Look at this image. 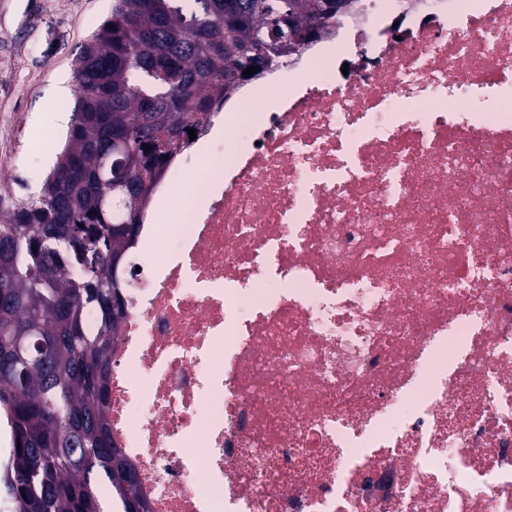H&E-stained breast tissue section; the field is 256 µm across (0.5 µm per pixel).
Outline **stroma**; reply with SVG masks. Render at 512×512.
Returning a JSON list of instances; mask_svg holds the SVG:
<instances>
[{
	"label": "stroma",
	"mask_w": 512,
	"mask_h": 512,
	"mask_svg": "<svg viewBox=\"0 0 512 512\" xmlns=\"http://www.w3.org/2000/svg\"><path fill=\"white\" fill-rule=\"evenodd\" d=\"M113 0H0V213L37 194L75 104L73 73Z\"/></svg>",
	"instance_id": "obj_1"
}]
</instances>
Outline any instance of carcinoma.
I'll list each match as a JSON object with an SVG mask.
<instances>
[{"label":"carcinoma","mask_w":512,"mask_h":512,"mask_svg":"<svg viewBox=\"0 0 512 512\" xmlns=\"http://www.w3.org/2000/svg\"><path fill=\"white\" fill-rule=\"evenodd\" d=\"M115 0L112 15L83 46L74 74L75 112L38 194L0 221L9 277L0 276V362L9 339L32 333L33 358L0 376V423L10 448L0 489L11 512H104L111 488L123 512H150L136 474L114 446L107 412L110 353L126 303L115 262L139 236L150 192L183 147L188 128L246 81L288 53L278 38L299 36L295 53L358 0ZM249 67L257 72L249 77ZM53 224L80 237L52 245Z\"/></svg>","instance_id":"obj_1"}]
</instances>
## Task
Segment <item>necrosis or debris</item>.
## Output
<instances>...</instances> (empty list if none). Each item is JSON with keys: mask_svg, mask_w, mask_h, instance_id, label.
<instances>
[{"mask_svg": "<svg viewBox=\"0 0 512 512\" xmlns=\"http://www.w3.org/2000/svg\"><path fill=\"white\" fill-rule=\"evenodd\" d=\"M360 0L266 76L112 342L151 512H512V0Z\"/></svg>", "mask_w": 512, "mask_h": 512, "instance_id": "1", "label": "necrosis or debris"}]
</instances>
